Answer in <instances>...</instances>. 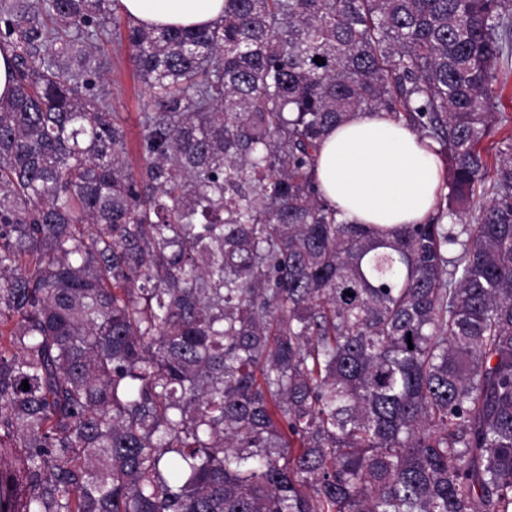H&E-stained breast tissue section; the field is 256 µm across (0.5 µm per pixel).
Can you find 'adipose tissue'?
I'll use <instances>...</instances> for the list:
<instances>
[{
	"instance_id": "1",
	"label": "adipose tissue",
	"mask_w": 512,
	"mask_h": 512,
	"mask_svg": "<svg viewBox=\"0 0 512 512\" xmlns=\"http://www.w3.org/2000/svg\"><path fill=\"white\" fill-rule=\"evenodd\" d=\"M144 26H209L224 0H120ZM315 178L325 201L351 224H423L435 214L445 170L405 123L385 112L359 114L324 135Z\"/></svg>"
}]
</instances>
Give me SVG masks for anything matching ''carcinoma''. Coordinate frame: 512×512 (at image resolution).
Segmentation results:
<instances>
[{
	"mask_svg": "<svg viewBox=\"0 0 512 512\" xmlns=\"http://www.w3.org/2000/svg\"><path fill=\"white\" fill-rule=\"evenodd\" d=\"M117 2L0 0V512H512V0ZM376 110L451 223L322 198L325 131ZM121 11L144 26H210L224 18V0H120ZM112 40L110 56L112 62L110 72L107 73L106 89L112 99L115 112L124 118L127 128L128 148L134 166L139 162L138 143L140 127L138 124L139 112H142L147 96L138 80L131 62L130 52L126 43H120L116 36H109Z\"/></svg>",
	"mask_w": 512,
	"mask_h": 512,
	"instance_id": "carcinoma-1",
	"label": "carcinoma"
}]
</instances>
